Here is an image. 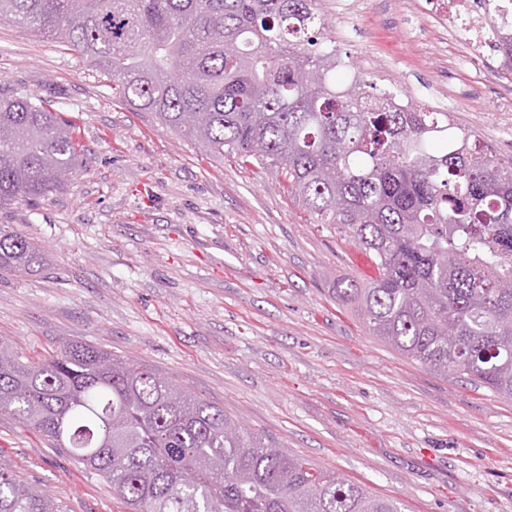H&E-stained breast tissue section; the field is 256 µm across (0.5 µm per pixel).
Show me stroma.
<instances>
[{"instance_id":"stroma-1","label":"stroma","mask_w":512,"mask_h":512,"mask_svg":"<svg viewBox=\"0 0 512 512\" xmlns=\"http://www.w3.org/2000/svg\"><path fill=\"white\" fill-rule=\"evenodd\" d=\"M324 0L345 67L418 103L461 100L482 132L512 76L456 67L459 44L427 0ZM59 102L85 147L62 187L0 209L39 247L34 271L0 276V341L34 361L87 343L140 360L222 406L289 455L404 512H512V400L409 360L339 303L338 280L374 266L333 224L314 223L283 176L217 157L132 111L72 51L0 24V91ZM0 471L59 512H128L111 484L0 413Z\"/></svg>"}]
</instances>
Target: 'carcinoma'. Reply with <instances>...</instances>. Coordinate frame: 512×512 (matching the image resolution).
I'll return each mask as SVG.
<instances>
[{
  "label": "carcinoma",
  "instance_id": "obj_1",
  "mask_svg": "<svg viewBox=\"0 0 512 512\" xmlns=\"http://www.w3.org/2000/svg\"><path fill=\"white\" fill-rule=\"evenodd\" d=\"M321 0H0V22L55 40L112 97L218 156L281 171L318 224L373 253L378 275L336 284L403 357L512 399V156L394 112L372 84L336 83ZM512 75V32L498 36ZM59 102L0 98V208L57 188L82 145ZM39 249L0 224V272ZM66 448L131 512H401L289 457L150 366L82 343L31 361L0 342V413ZM0 512H56L0 473Z\"/></svg>",
  "mask_w": 512,
  "mask_h": 512
}]
</instances>
